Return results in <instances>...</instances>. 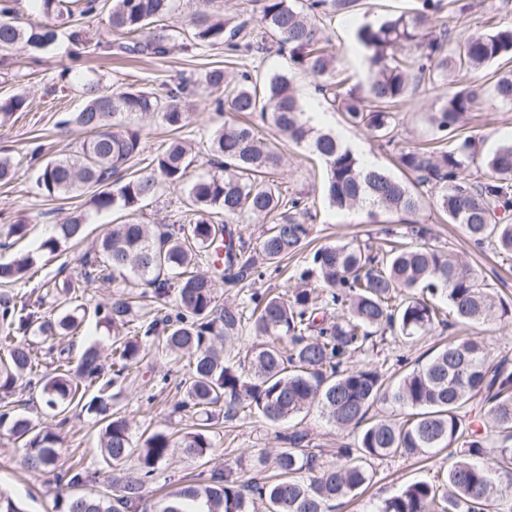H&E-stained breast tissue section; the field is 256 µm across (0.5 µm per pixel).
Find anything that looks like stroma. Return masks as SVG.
Returning <instances> with one entry per match:
<instances>
[{"instance_id": "obj_1", "label": "stroma", "mask_w": 512, "mask_h": 512, "mask_svg": "<svg viewBox=\"0 0 512 512\" xmlns=\"http://www.w3.org/2000/svg\"><path fill=\"white\" fill-rule=\"evenodd\" d=\"M465 2L469 6L466 24H459L456 14L447 10L438 16L436 26L456 32L464 28L471 32L487 30L498 22L512 21V0ZM409 4L410 0H362L361 6L354 11L336 12L322 19L323 33L341 58V77L346 88L365 87L368 80L362 54L354 39L356 28ZM203 8L212 13L236 16L238 21L245 23L252 37L260 35L255 0H209L205 5L200 0H174L165 23L174 32H181L190 27L196 12ZM108 17V10L103 9L89 17L56 19L57 42L35 61L29 59L28 51L23 47L8 53L0 52V99L22 94L28 100L25 111L13 114L7 122L0 124V157L11 158L17 168L14 179L0 185V225L20 219L33 225L34 232L22 242V249H34L51 225L62 223L69 214L78 210L89 212V229L95 236L115 224L118 218L117 213L110 210L92 211L89 193L53 200L35 184L36 172L42 161L75 150L83 138L78 130L64 132L58 127L61 120L80 111L84 105L80 89L73 80L75 74L96 72L103 85L113 90L133 86L159 92L166 86L191 80L195 93L186 100L185 107L192 114V123L182 130L181 135L193 144L197 160L191 172L195 175L210 169L211 132L235 118L232 112L216 111L215 101L219 93L204 81L210 68L223 66L226 60L223 47L187 48L176 40L168 54L154 57L130 54L116 47L106 49L92 41L80 46L71 43L69 33L73 26L102 32L108 26ZM247 68L263 75H287L309 107L323 108L325 129L335 133L362 159L375 162L394 176H401L402 171L392 153L380 149L368 131L349 126L341 113L324 107L316 90L315 78L293 69L287 54L270 50L255 55L248 60ZM447 92V82L423 83L409 101L398 108L395 134L399 146L427 142L430 137L428 115L439 107ZM462 133L479 140L482 151H491L500 143L512 140V109L503 108L492 94H485L480 109L467 115ZM37 146L41 147L42 153L35 159L31 151ZM282 153L283 163L275 181L282 192L308 195L314 214L310 234L314 245L367 239L375 241L381 237L383 228L402 230L399 216H385L383 224L378 225L369 222L366 209L339 210L331 206L321 190L324 166L320 160L308 149L288 143L283 145ZM419 219L430 227L437 245L452 249L463 260L481 269L498 295L512 303V259H503L489 247L481 251L472 249L464 231L438 214L433 197H426ZM470 333V328L455 325L413 340L389 336L380 343V353L372 363L383 372L400 355L411 362L422 363L448 340L463 338ZM167 401L168 396L164 393L154 396L145 389L137 394L124 387L113 399L112 409L129 420L136 435L146 429H179V421L168 416ZM305 424L314 445L323 449V460L328 464L335 463L338 446L353 439L352 433L328 423L316 408L308 413ZM58 431L63 438L60 464L82 461L90 473L86 492L110 493L111 470L100 455L99 426L94 419L74 410L59 425ZM276 432V426L256 417L233 420L227 427L215 428L212 432L215 448L208 465L235 473L244 466L254 467L261 452L278 447ZM24 454V448L8 437L0 436V491L18 499L25 512H56L52 473L27 470L23 464ZM452 463V457L444 451L424 461L398 456L373 461V482L363 494L346 503L340 512H370L373 502L394 494L406 484L432 479L436 471L446 470Z\"/></svg>"}]
</instances>
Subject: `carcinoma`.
<instances>
[{
  "label": "carcinoma",
  "mask_w": 512,
  "mask_h": 512,
  "mask_svg": "<svg viewBox=\"0 0 512 512\" xmlns=\"http://www.w3.org/2000/svg\"><path fill=\"white\" fill-rule=\"evenodd\" d=\"M173 0H111L107 35L141 39L118 47L162 57L173 40L159 24ZM263 29L254 41L244 26L222 16L199 13L185 40L196 45L223 44L236 64L275 43L288 49L294 68L312 74L325 101L348 124L368 130L380 147L394 146L393 109L411 96L420 82H435L448 70L479 71L496 64L492 93L512 109V25L458 38L432 29L445 7L460 0H414L412 7L388 15L377 25L365 24L355 37L369 71L361 91L344 92L336 79L338 54L329 47L318 19L359 5V0H311L307 11L293 0H256ZM45 17L73 16L69 0H41ZM55 26L0 21V51L22 45L44 51L56 40ZM207 86L227 90L230 109L258 118V123L226 122L209 138L210 164L219 173L188 184L192 150L173 137L151 159L152 171L136 174L131 161L143 151L142 127L135 120L151 117L173 131L186 127L191 113L181 101L191 93L182 81L158 94L138 88L105 93L100 78L82 83L85 105L64 121L84 134L69 154L48 160L37 187L54 198L90 191L98 210L128 212V220L100 235L83 258L85 287L113 284L142 287L151 298L141 314L133 313L128 293L89 309L73 297L69 280H46L21 295L0 296V431L23 442L24 464L32 471L57 466L63 443L55 428L18 412L13 397L27 387L40 389L46 407L63 414L80 409L100 425L103 461L121 476L112 480V495L87 496L74 488L89 475L79 461L57 475L70 490L57 499L59 512H333L335 502L365 491L374 477L369 460L389 456L422 458L442 450L460 455L447 471L417 481L373 505L371 512H512V366L490 359L478 336L448 342L425 364L408 367L396 359L398 375L386 377L375 367L351 369L354 357L374 352L377 333L419 336L441 318L442 300L455 322L474 326L492 320L512 321V304L485 287L484 277L458 256L433 243L429 229L415 220L423 206L419 189L435 191L448 223L460 225L477 248L489 244L512 257V142L490 153L480 151L472 136L459 134L465 116L481 104V84L450 91L430 114L433 149L402 147L399 166L414 176V187L380 167L369 165L334 134L315 129L290 79L262 77L241 70L226 79L222 68L205 75ZM27 107L16 94L0 101V119ZM268 125L295 145L305 144L323 162V191L339 210L367 206L370 222L379 213L409 217L406 232L389 234L375 248L359 242L325 244L309 264L291 275L294 285L283 293L250 288L239 303L220 304L213 276L224 284H252L267 269L302 250L310 230V206L302 196L282 193L273 170L282 165L278 147L260 134ZM165 183L183 190L190 218L178 224H144L136 217L140 204ZM224 214V222L215 215ZM244 216L271 218L257 246L243 241L232 224ZM24 221L0 225V247L26 237ZM87 236V217L77 213L44 238L38 251L58 256L65 243ZM35 259L30 253L0 263V283L27 284ZM52 309L46 310V297ZM340 309L333 314L331 309ZM111 340L110 360L92 345L72 358L60 349L47 368L38 340L77 335L88 318ZM263 339L245 355L231 350L244 333ZM185 361L171 409L189 413L196 423L177 431L157 429L133 437L129 421L112 412L113 390L134 383L133 371L145 360ZM327 421L355 434L339 451L336 465L322 462V451L309 447V432L298 420L312 406ZM400 410L401 417L372 413L376 406ZM277 424L292 420L279 436L269 480L256 472L233 477L214 469L202 482H185L146 503L148 485L172 449L205 460L214 448L211 429L219 417L233 420L241 412ZM494 449L487 457V449ZM137 457V468L125 463Z\"/></svg>",
  "instance_id": "1"
}]
</instances>
